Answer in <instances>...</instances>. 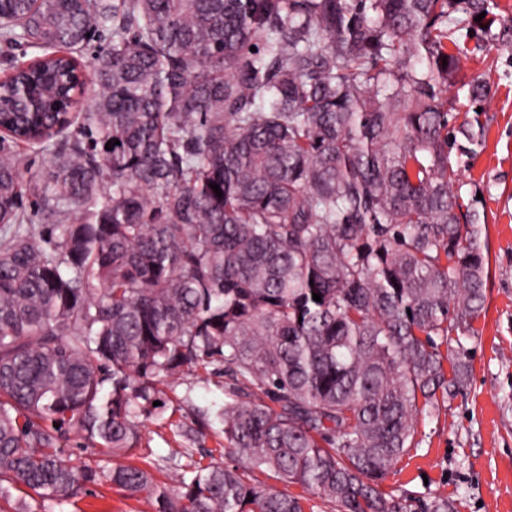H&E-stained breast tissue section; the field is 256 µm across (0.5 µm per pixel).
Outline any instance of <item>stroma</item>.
I'll return each mask as SVG.
<instances>
[{
  "instance_id": "obj_1",
  "label": "stroma",
  "mask_w": 512,
  "mask_h": 512,
  "mask_svg": "<svg viewBox=\"0 0 512 512\" xmlns=\"http://www.w3.org/2000/svg\"><path fill=\"white\" fill-rule=\"evenodd\" d=\"M465 69L490 80L495 96L487 112L476 113L467 101L457 102L456 123L480 120L486 146L466 167L464 201L488 217L481 239L486 246V302L475 321V335L462 336L472 366L468 386L437 417L415 420L423 440L398 463L384 481L385 489H403L416 498L439 494L458 500L460 512H512V59L490 50L468 56ZM25 160L23 205L39 237L50 228L34 215L35 180L48 156L22 148ZM163 420H146L142 445L133 464L148 469L158 483L170 481L171 449L187 448L193 461L218 462L241 468L252 483L291 494L298 486L267 470L244 468L240 458L218 453L223 442L219 421L199 429L202 412L224 404V367L214 364L191 374L175 376ZM179 423L176 436L170 423ZM36 512H153L145 497H130L108 482L87 486L66 502L38 503Z\"/></svg>"
}]
</instances>
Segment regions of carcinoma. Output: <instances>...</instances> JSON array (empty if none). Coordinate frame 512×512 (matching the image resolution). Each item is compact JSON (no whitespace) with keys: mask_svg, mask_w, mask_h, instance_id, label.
Returning <instances> with one entry per match:
<instances>
[{"mask_svg":"<svg viewBox=\"0 0 512 512\" xmlns=\"http://www.w3.org/2000/svg\"><path fill=\"white\" fill-rule=\"evenodd\" d=\"M490 0H0V43L41 51L0 80V512L107 481L154 512H412L382 483L469 381L452 333L484 307L481 216L450 125L459 32L512 52ZM109 42L74 81L87 37ZM256 51H250V47ZM120 144H115V141ZM113 149H105L107 143ZM20 144L50 156L21 211ZM219 186L217 196L210 185ZM321 296L313 300L312 293ZM224 364V452L172 485L122 458L170 379ZM160 405L155 406L153 402ZM76 428L112 456L78 465ZM420 512H457L435 495Z\"/></svg>","mask_w":512,"mask_h":512,"instance_id":"cac0c4a2","label":"carcinoma"}]
</instances>
